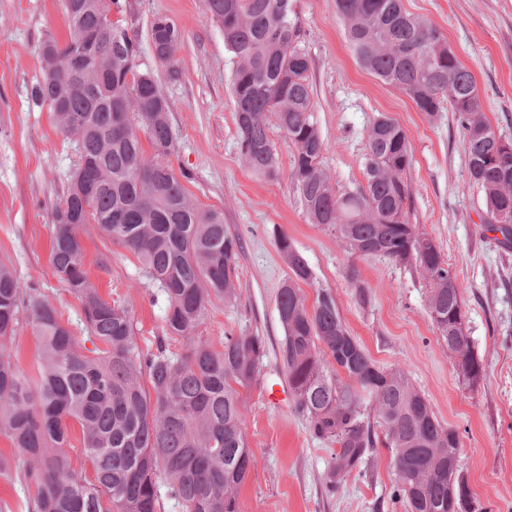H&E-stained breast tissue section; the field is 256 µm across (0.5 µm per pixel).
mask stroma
Segmentation results:
<instances>
[{
    "label": "stroma",
    "instance_id": "stroma-1",
    "mask_svg": "<svg viewBox=\"0 0 512 512\" xmlns=\"http://www.w3.org/2000/svg\"><path fill=\"white\" fill-rule=\"evenodd\" d=\"M120 14L136 33L141 60L170 104L175 171L184 173L192 199L224 214L243 243L238 298L215 302L198 333L211 342L226 335L264 338L267 352L256 383L243 394L247 441L256 465L239 492L241 512H404L392 499L395 475L387 449L353 474L336 494L325 477L335 444L314 439L292 404L274 406L266 393L287 387L276 358L284 329L276 309L288 274L275 239L283 234L306 258L316 282L307 299L330 289L352 336L381 368L406 371L438 420L460 435L463 472L488 512H512V246L483 232V197L466 172L464 137L451 107L419 112L401 90L386 85L355 60L334 0H298L302 41L310 56L313 112L327 144L323 165L339 190L364 187L365 136L381 114L407 134L412 196L405 204L415 224L451 265L465 301V330L485 366L477 388L456 371L455 359L426 311L429 284L418 270L388 259L353 258L331 227L310 223L296 187L257 176L242 161L232 103V60L224 35L204 0H130ZM410 13L432 21L473 73L482 109L494 131L512 139V0H403ZM175 20L183 43L174 65L157 61L150 44L155 15ZM67 36L61 0H0V258L10 260L21 284L45 288L64 319L81 305L52 273L50 214L67 187L77 156L54 127L46 107L30 98L41 78L39 44L46 34ZM85 263L102 297L127 307L139 346L163 335L165 301L141 276L135 257L83 226ZM111 259L98 268L100 255ZM356 264L370 302L360 305L346 278Z\"/></svg>",
    "mask_w": 512,
    "mask_h": 512
}]
</instances>
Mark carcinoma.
Returning a JSON list of instances; mask_svg holds the SVG:
<instances>
[{
    "instance_id": "1",
    "label": "carcinoma",
    "mask_w": 512,
    "mask_h": 512,
    "mask_svg": "<svg viewBox=\"0 0 512 512\" xmlns=\"http://www.w3.org/2000/svg\"><path fill=\"white\" fill-rule=\"evenodd\" d=\"M68 37L46 35L42 78L31 98L48 108L74 144L77 164L50 224L53 275L81 304L79 332L36 283L21 285L0 260V477L35 489L27 512H240L238 491L255 465L240 390L257 380L266 354L261 337L226 336L215 347L198 335L216 300L237 299L243 245L221 212L195 203L171 163L169 103L152 71L141 68L139 42L128 28L106 31L104 16L119 0H63ZM336 17L359 64L400 89L433 116L447 103L466 147V170L483 193L488 231L497 216L512 220V152L482 111L476 80L430 21L402 0H335ZM232 55V99L238 148L258 176L284 177L300 192L313 224H327L356 257L374 255L422 271L430 285L427 313L450 348L457 373L472 389L483 360L465 332L462 290L436 244L406 220L412 164L407 135L379 115L368 130L366 187L339 192L322 165L326 143L313 116L311 62L300 46L295 0H205ZM155 58L174 61L183 33L167 15L154 16ZM277 128L292 148L284 171L273 152ZM152 153H147L143 141ZM93 224L130 251L166 302L165 335L142 350L128 310L103 299L84 268L80 231ZM288 276L277 296L284 329L279 357L294 409L310 434L337 445L326 489L334 494L368 464L377 446L390 452L393 497L408 512H483L460 482V439L443 426L405 371L377 366L342 321L325 288L307 307L300 284L315 275L288 240L276 239ZM346 276L358 302L368 294L355 265ZM41 342L35 379L17 366V330ZM174 342L184 345L178 353ZM149 387H144V384ZM382 436H377L372 423ZM80 447L71 443V424ZM90 461V482L71 453Z\"/></svg>"
}]
</instances>
